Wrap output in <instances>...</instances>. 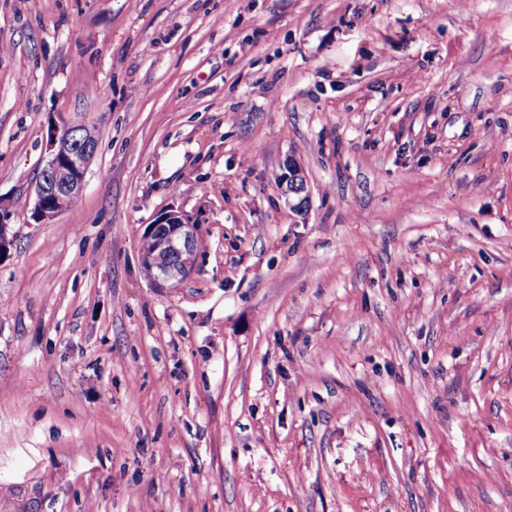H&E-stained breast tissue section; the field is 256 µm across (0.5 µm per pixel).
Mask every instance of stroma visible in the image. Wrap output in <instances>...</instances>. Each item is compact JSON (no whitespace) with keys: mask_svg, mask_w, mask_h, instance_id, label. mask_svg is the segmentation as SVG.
I'll return each mask as SVG.
<instances>
[{"mask_svg":"<svg viewBox=\"0 0 512 512\" xmlns=\"http://www.w3.org/2000/svg\"><path fill=\"white\" fill-rule=\"evenodd\" d=\"M1 42L0 512H512V0H0ZM96 148V132L86 124L62 122L52 127L47 156L29 209L35 223L54 220L79 199ZM302 182V185L300 183ZM282 185H285V192L288 194H294L298 197V202L292 204V207L297 211H302L305 208L307 198L305 193L306 189V178L301 168L292 159H289L283 166V176L281 179ZM143 238L154 242L153 250L142 252L141 264L154 288H169L194 270L202 239V222L197 215L169 208L149 224Z\"/></svg>","mask_w":512,"mask_h":512,"instance_id":"1","label":"stroma"}]
</instances>
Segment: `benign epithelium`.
Returning <instances> with one entry per match:
<instances>
[{
    "label": "benign epithelium",
    "instance_id": "benign-epithelium-1",
    "mask_svg": "<svg viewBox=\"0 0 512 512\" xmlns=\"http://www.w3.org/2000/svg\"><path fill=\"white\" fill-rule=\"evenodd\" d=\"M96 148V132L86 124L74 126L63 122L52 127L30 208L35 223L54 220L79 199ZM304 182L301 168L294 160H288L283 166L281 183L286 186V192L298 197L293 208L299 211L307 202L302 196L306 189ZM143 238L152 240L154 248L141 253L142 268L153 287L168 288L193 272L202 239V222L194 214L169 208L148 226Z\"/></svg>",
    "mask_w": 512,
    "mask_h": 512
}]
</instances>
